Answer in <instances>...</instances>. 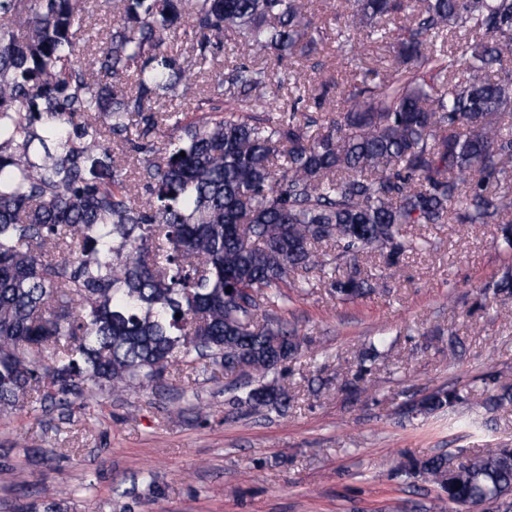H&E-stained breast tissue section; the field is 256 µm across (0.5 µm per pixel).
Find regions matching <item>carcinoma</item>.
<instances>
[{"instance_id": "cac0c4a2", "label": "carcinoma", "mask_w": 512, "mask_h": 512, "mask_svg": "<svg viewBox=\"0 0 512 512\" xmlns=\"http://www.w3.org/2000/svg\"><path fill=\"white\" fill-rule=\"evenodd\" d=\"M344 4L320 36L337 52L362 32L385 43L395 17L407 36L389 78L316 116L300 77H279L316 44L302 0H111L94 47L84 0H0V413L240 361L261 378L241 402L284 412L263 378L303 339L259 321L253 297L282 306L332 247L393 266L417 249L404 224H497L512 247V0ZM239 44L273 67L230 59ZM326 288L375 291L339 263ZM483 295L512 296V273ZM466 400L440 388L415 410ZM486 404H512V384ZM398 469L450 504L512 512L509 446ZM19 512L67 508L44 490Z\"/></svg>"}]
</instances>
